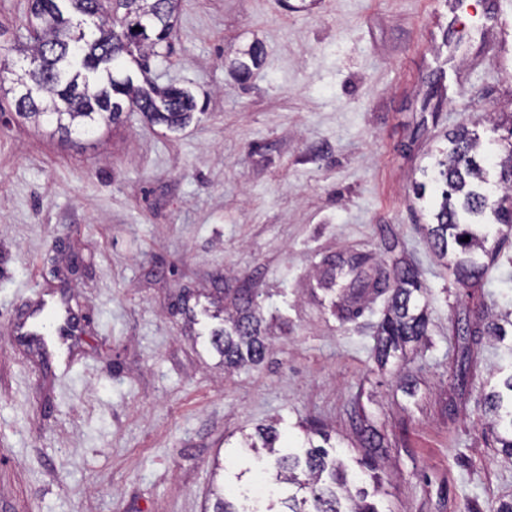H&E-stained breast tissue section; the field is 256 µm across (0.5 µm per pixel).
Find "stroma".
<instances>
[{"instance_id": "35a3bbf8", "label": "stroma", "mask_w": 512, "mask_h": 512, "mask_svg": "<svg viewBox=\"0 0 512 512\" xmlns=\"http://www.w3.org/2000/svg\"><path fill=\"white\" fill-rule=\"evenodd\" d=\"M27 7L0 0L8 71L29 64L11 49ZM253 44L263 63L239 80L229 63ZM152 73L196 95L184 129L132 112L65 142L0 92V512H212L214 479L234 498L256 481L237 443L271 422L292 442L327 431L385 512L512 501L483 403L512 373V242L463 288L422 230L450 132L502 155L512 0H180ZM349 253L373 277L419 273L428 338L408 381L373 353L390 290L344 323L317 285ZM243 294L270 349L228 372L208 335ZM45 300L66 320L57 346L16 331ZM479 301L507 326L473 346L461 390Z\"/></svg>"}]
</instances>
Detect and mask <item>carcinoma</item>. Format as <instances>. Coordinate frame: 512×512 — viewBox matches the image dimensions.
Returning <instances> with one entry per match:
<instances>
[{"label": "carcinoma", "instance_id": "obj_1", "mask_svg": "<svg viewBox=\"0 0 512 512\" xmlns=\"http://www.w3.org/2000/svg\"><path fill=\"white\" fill-rule=\"evenodd\" d=\"M179 0H29L27 38L33 41L35 70L23 69L4 77L0 70V90L7 81L15 96L16 114L38 127L46 122L53 134L71 138L73 128L92 133L102 126L121 121L123 113L138 111L150 121L170 130L186 127L197 109L189 91L173 84L163 89L136 83L130 72H113L114 65L127 60L141 70L150 68V59L166 58L171 34V18ZM249 61H235L239 76L249 77L261 62L262 50L250 48ZM452 148L437 161L446 189L433 214L435 224L428 239L436 254L448 260L455 280L465 288L479 284L487 266L475 253L486 251L488 233L481 231L483 220L492 214L498 224L512 229V142L497 163L498 179L490 178L488 155L477 138L461 125L449 137ZM470 237L465 242L463 238ZM363 255L339 261H325L320 285L331 288L339 279L350 278L342 287L351 295L336 305L339 317L355 321L362 313L360 292L365 288ZM392 281L387 313L379 325L374 357L379 363L390 352L408 343H420L427 336V319L418 310L414 293L420 291L417 273L410 267H394L385 274ZM489 312L481 310L469 331L478 344L490 332ZM211 348L222 358L224 368L259 366L267 351L262 319L249 301L235 305L224 327L209 333ZM506 392L496 389L485 396V412L498 424L507 420L506 435L498 443L512 459V374L503 380ZM261 443L244 442L259 462L261 451L276 453L281 434L273 425L256 429ZM276 486L269 489L263 510L238 508L220 492L213 512H378L362 492L352 493L343 461L326 447L306 436L305 446L289 451L274 461Z\"/></svg>", "mask_w": 512, "mask_h": 512}]
</instances>
